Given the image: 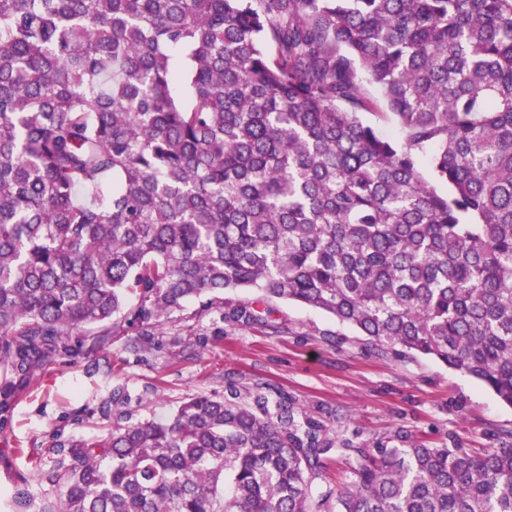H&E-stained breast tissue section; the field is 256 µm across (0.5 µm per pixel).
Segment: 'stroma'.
Returning <instances> with one entry per match:
<instances>
[{
	"instance_id": "obj_1",
	"label": "stroma",
	"mask_w": 512,
	"mask_h": 512,
	"mask_svg": "<svg viewBox=\"0 0 512 512\" xmlns=\"http://www.w3.org/2000/svg\"><path fill=\"white\" fill-rule=\"evenodd\" d=\"M198 309L175 313L151 349L133 352L120 336L108 351L56 360L0 411V512L18 490L51 495L37 469L51 465L55 447L167 417L190 396L221 398L234 386L273 385L357 446L422 439L477 452L512 432V407L466 373L370 347L324 313L275 301L264 326ZM116 393L122 405H113Z\"/></svg>"
}]
</instances>
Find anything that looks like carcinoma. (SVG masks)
Instances as JSON below:
<instances>
[{"label": "carcinoma", "instance_id": "obj_1", "mask_svg": "<svg viewBox=\"0 0 512 512\" xmlns=\"http://www.w3.org/2000/svg\"><path fill=\"white\" fill-rule=\"evenodd\" d=\"M247 289L512 406V0H0V410ZM53 453L16 512H512L511 442L356 447L267 384ZM373 112L377 113H364V120L371 124L380 134L393 137L396 132V125L392 115L382 106H378ZM345 469L344 461L333 455L326 461L324 477H326V481H329L332 487L341 490L350 480L349 474L345 472Z\"/></svg>", "mask_w": 512, "mask_h": 512}]
</instances>
